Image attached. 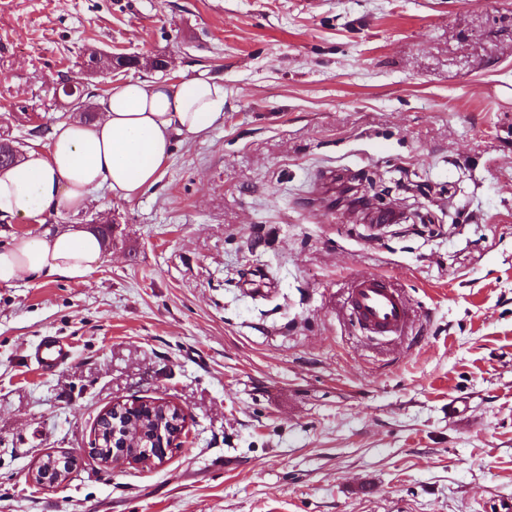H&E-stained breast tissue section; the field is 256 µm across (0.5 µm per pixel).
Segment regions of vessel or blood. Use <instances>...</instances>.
<instances>
[{"label":"vessel or blood","instance_id":"1","mask_svg":"<svg viewBox=\"0 0 512 512\" xmlns=\"http://www.w3.org/2000/svg\"><path fill=\"white\" fill-rule=\"evenodd\" d=\"M347 305L358 324L378 335L401 332L409 323L411 311L406 298L379 275H356L347 295ZM70 350L54 336L45 337L36 347L33 357L45 372L66 362Z\"/></svg>","mask_w":512,"mask_h":512}]
</instances>
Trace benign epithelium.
Here are the masks:
<instances>
[{
  "mask_svg": "<svg viewBox=\"0 0 512 512\" xmlns=\"http://www.w3.org/2000/svg\"><path fill=\"white\" fill-rule=\"evenodd\" d=\"M117 433L118 426H112V439L106 445L100 444V435H92L85 453L107 467L162 464L176 448L183 447L189 437L187 425L164 419L156 422L144 438L138 430L125 429L120 437ZM78 463V456L68 449L52 451L28 473V481L40 487L63 485L71 479Z\"/></svg>",
  "mask_w": 512,
  "mask_h": 512,
  "instance_id": "1",
  "label": "benign epithelium"
}]
</instances>
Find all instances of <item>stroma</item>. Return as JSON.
Returning <instances> with one entry per match:
<instances>
[{
  "label": "stroma",
  "mask_w": 512,
  "mask_h": 512,
  "mask_svg": "<svg viewBox=\"0 0 512 512\" xmlns=\"http://www.w3.org/2000/svg\"><path fill=\"white\" fill-rule=\"evenodd\" d=\"M90 49L166 72L87 77ZM224 82V123L175 144L134 201L41 227L118 221L83 278L0 285V512H496L512 501V0H0V136L28 150L113 82ZM402 182L376 223L352 203ZM402 290L415 321L378 337L353 275ZM70 359L30 362L43 337ZM167 398L186 449L85 463L115 402ZM79 458L68 449L61 448L46 455L28 473V481L40 487H54L67 483L77 469Z\"/></svg>",
  "instance_id": "35a3bbf8"
}]
</instances>
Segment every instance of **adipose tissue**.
<instances>
[{"label":"adipose tissue","mask_w":512,"mask_h":512,"mask_svg":"<svg viewBox=\"0 0 512 512\" xmlns=\"http://www.w3.org/2000/svg\"><path fill=\"white\" fill-rule=\"evenodd\" d=\"M223 122L224 85L216 78L113 85L94 120L54 124L42 148L0 168V219L76 213L102 194L132 201L158 181L175 143L194 142ZM103 254L99 236L81 226L20 237L0 250V285L82 278Z\"/></svg>","instance_id":"1"}]
</instances>
